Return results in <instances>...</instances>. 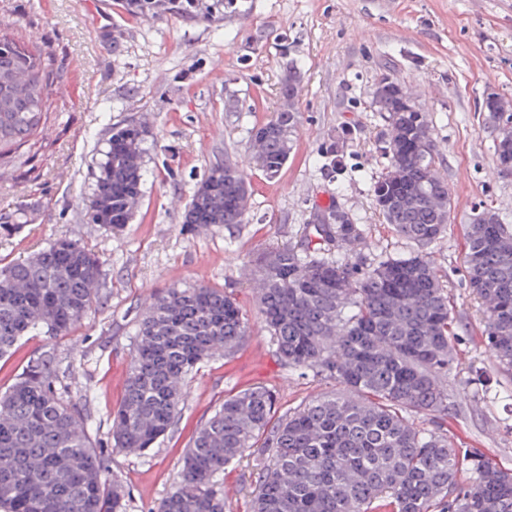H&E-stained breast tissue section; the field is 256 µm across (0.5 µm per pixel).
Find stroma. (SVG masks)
<instances>
[{
	"mask_svg": "<svg viewBox=\"0 0 512 512\" xmlns=\"http://www.w3.org/2000/svg\"><path fill=\"white\" fill-rule=\"evenodd\" d=\"M0 0V37L49 56L47 119L29 146L0 156V262L27 258L67 237L102 261L104 304L67 335L25 337L0 359V388L30 360L53 352L58 380L83 401L94 445L126 494L127 512H155L177 486L178 461L225 397L256 385L275 391L276 412L339 392L334 380L285 366L250 283L254 259L281 245L304 249L320 201L360 224L361 257L409 255L376 211L371 186L388 164L377 76L416 91L439 146L454 211L433 256L454 302L448 416L453 447L512 469V371L487 348L485 317L465 282L468 218L488 204L512 225V178L495 170V134L483 126L486 92L512 100V0H238L222 23L175 16L142 20L119 0ZM301 73L298 134L276 177L246 169L243 223L197 229L181 215L213 166L243 161L254 128L277 112L289 65ZM150 130L144 196L130 224L88 223L99 151L119 123ZM337 147L342 162L325 163ZM206 284L235 298L250 334L229 356L200 363L186 382L170 433L137 454L113 451L109 428L150 295ZM259 469L250 454L221 476L229 512H250Z\"/></svg>",
	"mask_w": 512,
	"mask_h": 512,
	"instance_id": "1",
	"label": "stroma"
}]
</instances>
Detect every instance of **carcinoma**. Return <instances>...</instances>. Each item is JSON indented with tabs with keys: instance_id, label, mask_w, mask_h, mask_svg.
Here are the masks:
<instances>
[{
	"instance_id": "cac0c4a2",
	"label": "carcinoma",
	"mask_w": 512,
	"mask_h": 512,
	"mask_svg": "<svg viewBox=\"0 0 512 512\" xmlns=\"http://www.w3.org/2000/svg\"><path fill=\"white\" fill-rule=\"evenodd\" d=\"M144 20L173 15L213 23L237 0H122ZM52 60L0 38V154L29 143L46 120ZM300 72L283 78V105L254 130L248 163L270 177L288 161L297 135ZM413 89L384 75L376 111L385 114L386 171L373 202L396 234L417 246L408 257L349 262L363 230L336 206L320 211L306 251L277 246L256 260L260 313L280 360L343 385L270 425L276 397L265 386L224 399L196 431L179 463L177 488L156 512H226L219 477L245 452L262 463L252 512H512V473L448 443L441 428L421 432L403 416L448 413L453 306L432 247L453 212L448 181ZM504 121L494 141L498 175L512 173V103L500 97L485 121ZM147 127L112 128L86 212L88 223L122 231L142 196ZM214 166L202 177L182 223L209 228L243 221L249 190ZM512 225L484 208L468 222L465 278L487 320L486 342L512 367ZM336 255H331V252ZM102 262L81 243L58 238L26 259L0 265V358L40 329L67 334L99 300ZM250 333L231 295L216 288H171L150 298L135 333L124 395L114 412L113 448L143 452L168 434L197 364L231 355ZM53 354L31 361L0 390V512H126L121 485L91 442L88 417L57 383ZM474 474L458 483L463 469Z\"/></svg>"
}]
</instances>
